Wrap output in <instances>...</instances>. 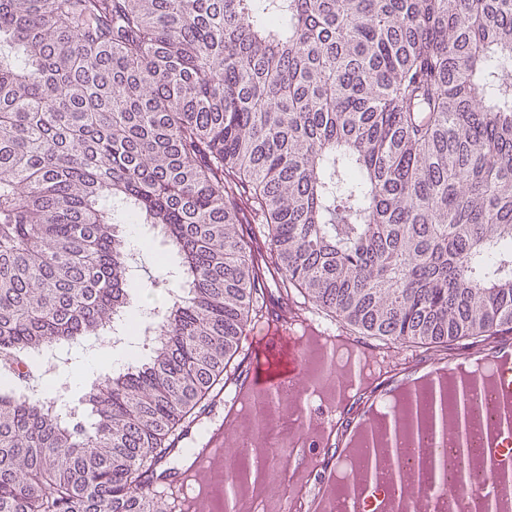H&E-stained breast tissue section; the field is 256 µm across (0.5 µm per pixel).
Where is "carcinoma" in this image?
<instances>
[{"mask_svg": "<svg viewBox=\"0 0 512 512\" xmlns=\"http://www.w3.org/2000/svg\"><path fill=\"white\" fill-rule=\"evenodd\" d=\"M181 294L93 431L0 389V512H149L140 475L283 290L443 353L512 330V0H0V371ZM257 222L244 235L237 225Z\"/></svg>", "mask_w": 512, "mask_h": 512, "instance_id": "cac0c4a2", "label": "carcinoma"}]
</instances>
